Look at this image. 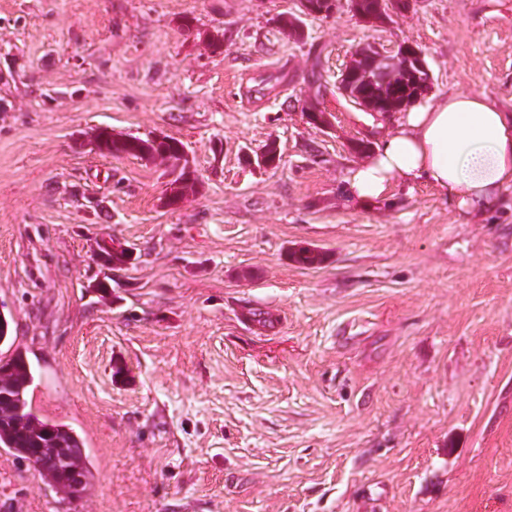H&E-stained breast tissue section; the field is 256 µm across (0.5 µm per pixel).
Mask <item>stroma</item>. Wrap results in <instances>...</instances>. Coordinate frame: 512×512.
I'll return each mask as SVG.
<instances>
[{"mask_svg": "<svg viewBox=\"0 0 512 512\" xmlns=\"http://www.w3.org/2000/svg\"><path fill=\"white\" fill-rule=\"evenodd\" d=\"M299 5L0 0V313L93 473L64 500L0 448V512H512V189L484 215L421 183L349 204L383 130L336 88L409 44L428 99L512 110V0H336L297 42ZM101 127L181 141L195 192L167 206L169 168L95 153ZM351 10L365 21L383 22L409 8V0H350Z\"/></svg>", "mask_w": 512, "mask_h": 512, "instance_id": "1", "label": "stroma"}]
</instances>
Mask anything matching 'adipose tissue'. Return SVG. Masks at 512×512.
I'll return each mask as SVG.
<instances>
[{
  "instance_id": "obj_1",
  "label": "adipose tissue",
  "mask_w": 512,
  "mask_h": 512,
  "mask_svg": "<svg viewBox=\"0 0 512 512\" xmlns=\"http://www.w3.org/2000/svg\"><path fill=\"white\" fill-rule=\"evenodd\" d=\"M399 182L424 183L470 214L488 210L512 189V113L465 91L412 108L353 167L346 190L371 204Z\"/></svg>"
}]
</instances>
